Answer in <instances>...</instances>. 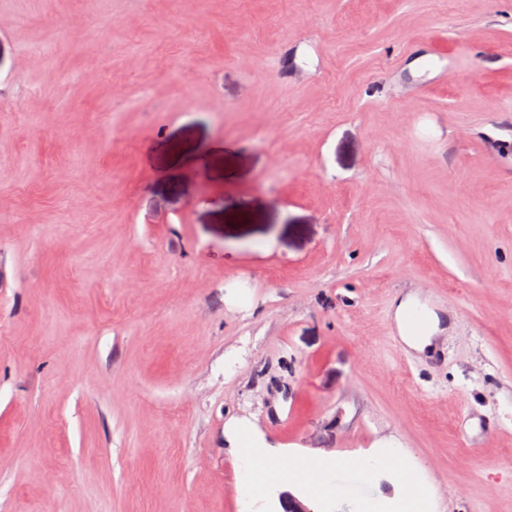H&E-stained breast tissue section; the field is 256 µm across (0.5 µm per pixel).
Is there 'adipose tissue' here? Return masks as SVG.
I'll return each mask as SVG.
<instances>
[{
    "mask_svg": "<svg viewBox=\"0 0 512 512\" xmlns=\"http://www.w3.org/2000/svg\"><path fill=\"white\" fill-rule=\"evenodd\" d=\"M396 318L400 334L412 349L423 352L430 349L439 331L438 314L420 292L413 291L402 296L396 307ZM231 441L237 450L239 467L238 494L244 512H250L258 499L262 484L282 481L288 476L309 473V465L302 460L292 462L289 468L261 464L258 443L243 426H235Z\"/></svg>",
    "mask_w": 512,
    "mask_h": 512,
    "instance_id": "1",
    "label": "adipose tissue"
}]
</instances>
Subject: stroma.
I'll return each instance as SVG.
<instances>
[{"label": "stroma", "mask_w": 512, "mask_h": 512, "mask_svg": "<svg viewBox=\"0 0 512 512\" xmlns=\"http://www.w3.org/2000/svg\"><path fill=\"white\" fill-rule=\"evenodd\" d=\"M0 88V512H241L234 421L512 512V0H0ZM413 315L418 316L415 323L410 321ZM396 318L400 334L409 347L419 352L432 347L440 331V319L427 301H422L420 292H408L399 299ZM402 451L400 448H391L385 457L366 456L359 459L356 463L357 470L365 475H370L384 465L397 464L402 460Z\"/></svg>", "instance_id": "35a3bbf8"}]
</instances>
